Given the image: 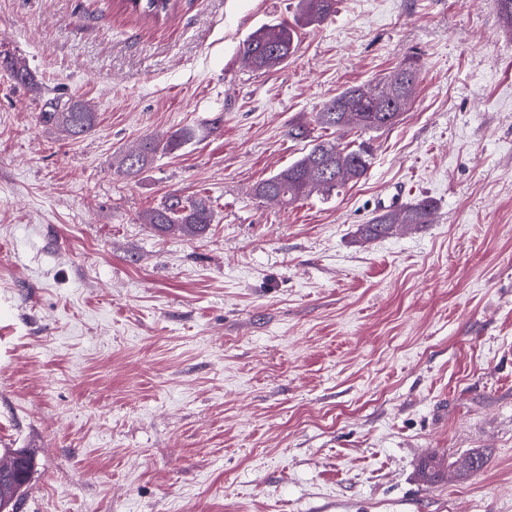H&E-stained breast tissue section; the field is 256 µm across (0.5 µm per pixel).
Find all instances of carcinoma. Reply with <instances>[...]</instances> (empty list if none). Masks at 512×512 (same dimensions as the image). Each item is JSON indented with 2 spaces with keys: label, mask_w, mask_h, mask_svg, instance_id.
Listing matches in <instances>:
<instances>
[{
  "label": "carcinoma",
  "mask_w": 512,
  "mask_h": 512,
  "mask_svg": "<svg viewBox=\"0 0 512 512\" xmlns=\"http://www.w3.org/2000/svg\"><path fill=\"white\" fill-rule=\"evenodd\" d=\"M299 5L301 19L306 25H318L336 13V0H299ZM239 52L253 70L271 72L295 57L297 33L285 23L264 24L242 41ZM0 65L16 81L34 84V76L24 62L5 56ZM415 82L414 67L408 64L389 74L379 86H349L325 103L316 113V122L326 130L349 128L363 132L388 128L406 111ZM42 117L65 128L73 137L88 134L96 122L95 113L78 100L60 110L45 112ZM192 136V130L178 129L164 141L146 137L136 150L122 155L118 169L123 175L134 177L154 156L176 149ZM372 160L373 148L368 142L343 146L333 138L319 139L287 168L260 181L254 193L258 198L276 200L284 206L314 193L329 196L365 176ZM434 209L433 201L420 199L400 210H388L374 216L361 225L359 234L365 239H379L390 235L399 224L414 227L428 224ZM212 220L213 211L207 197L183 196L177 192L170 193L159 207L142 216V223L160 232H182L193 236L202 234ZM484 465V457L479 453H469L457 461L458 469L466 475L481 470Z\"/></svg>",
  "instance_id": "cac0c4a2"
}]
</instances>
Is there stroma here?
<instances>
[{
    "mask_svg": "<svg viewBox=\"0 0 512 512\" xmlns=\"http://www.w3.org/2000/svg\"><path fill=\"white\" fill-rule=\"evenodd\" d=\"M296 26L283 68L239 54ZM0 455L17 512H512V31L497 0H0ZM414 63L374 159L283 207L254 185L324 136L343 89ZM96 114L69 137L43 112ZM196 138L136 177L147 135ZM304 136H296V129ZM208 196L199 237L142 214ZM427 198L432 223L366 241ZM486 461L463 477L455 461ZM441 465L426 480L428 460ZM299 5L305 25H319L336 13V0H300ZM239 52L254 71L271 72L295 57L297 33L285 23L265 24L242 41ZM435 203L427 198L411 203L400 210H388L374 216L368 224H362L359 234L365 239H379L392 233L395 226H422L429 224Z\"/></svg>",
    "mask_w": 512,
    "mask_h": 512,
    "instance_id": "35a3bbf8",
    "label": "stroma"
}]
</instances>
